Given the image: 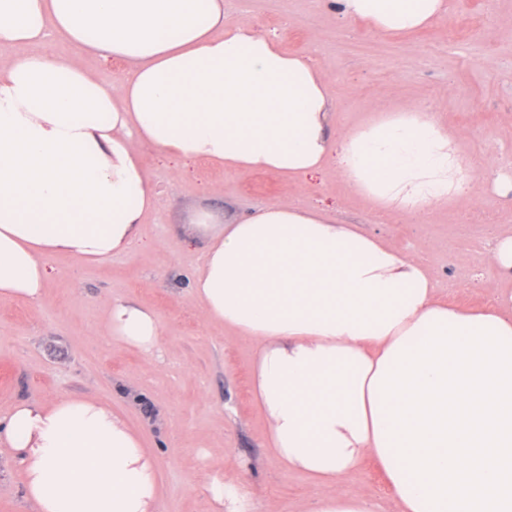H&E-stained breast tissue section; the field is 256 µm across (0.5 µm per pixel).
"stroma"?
<instances>
[{
    "instance_id": "1",
    "label": "stroma",
    "mask_w": 512,
    "mask_h": 512,
    "mask_svg": "<svg viewBox=\"0 0 512 512\" xmlns=\"http://www.w3.org/2000/svg\"><path fill=\"white\" fill-rule=\"evenodd\" d=\"M227 12L230 22L275 34L288 52L318 58L337 126L376 109L417 105L464 132L475 169L512 164V0H449L446 19L401 36L351 22L322 0H229ZM141 160L157 202L129 251L95 264L50 257L42 306L0 300V425L22 402L92 397L143 434L159 468L160 512H218L209 492L217 479L249 489L257 512L270 504L278 512H319L331 487L285 471L265 446L251 345L207 322L189 295L204 247L186 242L193 214L210 208L224 222L280 200L337 205L341 221L393 248L427 250L442 298L472 311L495 301L486 288L497 272L486 258L485 227L512 226V192L481 189L465 210L377 224L332 169L306 184L203 162L178 166L150 146ZM115 299L155 313L156 357L104 336L105 304ZM349 490L391 512V489L375 462L363 465ZM0 512H31L20 471L3 455Z\"/></svg>"
}]
</instances>
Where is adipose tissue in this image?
<instances>
[{"label":"adipose tissue","mask_w":512,"mask_h":512,"mask_svg":"<svg viewBox=\"0 0 512 512\" xmlns=\"http://www.w3.org/2000/svg\"><path fill=\"white\" fill-rule=\"evenodd\" d=\"M379 34L444 19L449 0H332ZM225 0H0V300L42 305L45 260L95 263L137 238L156 192L139 147L297 180L328 163L377 218L464 206L512 172H475L460 131L408 106L337 129L319 60L284 51ZM67 40L76 56L41 47ZM88 53L121 60L111 82ZM190 282L204 319L254 349L252 390L284 468L366 512L346 485L375 461L396 512H512V230L492 235L498 305L449 306L418 252L334 212L270 203L226 224L200 213ZM106 336L151 354L155 314L106 304ZM34 512H159L153 454L125 417L68 396L22 402L0 432Z\"/></svg>","instance_id":"obj_1"}]
</instances>
